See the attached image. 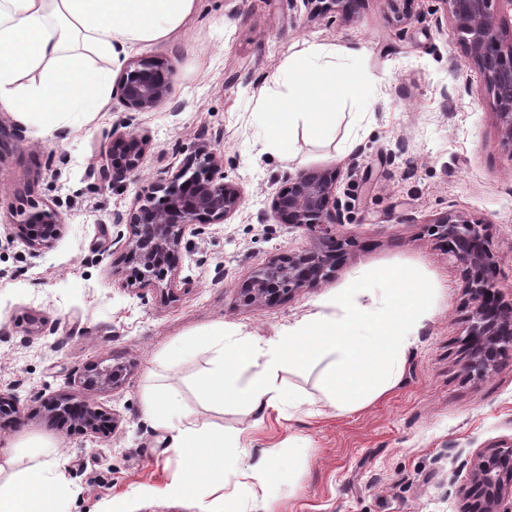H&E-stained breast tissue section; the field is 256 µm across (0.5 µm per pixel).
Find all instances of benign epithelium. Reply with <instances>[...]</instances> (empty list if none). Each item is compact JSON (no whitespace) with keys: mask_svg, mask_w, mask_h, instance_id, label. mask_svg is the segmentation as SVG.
I'll return each instance as SVG.
<instances>
[{"mask_svg":"<svg viewBox=\"0 0 512 512\" xmlns=\"http://www.w3.org/2000/svg\"><path fill=\"white\" fill-rule=\"evenodd\" d=\"M328 10L347 19L361 0H320ZM443 17L456 30L458 41L479 70L492 111L501 126L504 145L512 151V42L501 38L512 28L507 13L512 0H436ZM173 69L157 57L127 63L116 83V94L131 112H151L169 98ZM149 141L128 133L113 139L98 152L101 177L117 184L141 168ZM340 172L311 169L290 178L274 195L271 211L282 224L317 235L320 245L271 257L237 289L239 305L259 306L303 288L331 279L347 242L336 227L344 223L336 200ZM244 202L240 184L224 177L218 153L207 144L196 145L186 162L173 174L141 187L127 215L116 223L128 224L125 259L130 274L126 286L147 288L176 275L174 259L187 230L195 224H222ZM28 246L42 250L62 233L58 213L50 208L32 212L24 222ZM431 235L446 243L448 256L461 266L465 292L473 302L468 327L467 372L485 376L496 371L512 353V302L499 297V261L490 246V225L448 212L429 223ZM128 371L121 365L96 363L78 377L87 391L121 386ZM47 417L67 431L101 432L112 428L113 416L99 405L59 393L43 401ZM0 417L21 418L16 399L0 392ZM512 498V445L486 448L475 455L464 488L463 512H506L502 504Z\"/></svg>","mask_w":512,"mask_h":512,"instance_id":"obj_1","label":"benign epithelium"}]
</instances>
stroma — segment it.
Segmentation results:
<instances>
[{"label":"stroma","instance_id":"obj_1","mask_svg":"<svg viewBox=\"0 0 512 512\" xmlns=\"http://www.w3.org/2000/svg\"><path fill=\"white\" fill-rule=\"evenodd\" d=\"M435 0H363L344 20L302 0H196L185 29L145 48L174 71L168 101L132 112L111 96L102 112L52 116L57 132L0 110L15 139L0 147V391L16 394L17 423L0 424V456L11 478L59 461L68 512H199L195 498L164 488L184 460L172 433L146 412L147 398L176 389L187 421L237 432L245 465L263 451L269 470L226 485L237 512H461L462 488L482 449L512 444V366L482 378L464 368L472 305L461 267L427 224L455 212L490 224L499 288L512 301V151L450 24H437ZM357 48L336 67L367 86L361 100L337 108L336 135L296 128L270 146L264 98L268 77L304 44ZM148 134L137 176L101 179L96 156L112 135ZM206 143L245 202L221 224L186 233L182 269L170 292L124 288L117 235L141 185L175 172ZM337 169L345 216L337 229L346 253L328 282L271 305L244 307L238 285L269 258L319 240L278 224L271 200L286 180ZM56 209L62 235L31 251L21 223L32 205ZM413 271L431 290V312L416 330L398 384L370 404L336 411L320 369L281 373L300 408L250 411L205 404L195 383L213 365L198 348L174 359L173 347L216 328L225 337L265 344L354 280ZM124 365L116 389L88 392L78 374L98 363ZM115 415L108 436L66 432L47 422L41 399L60 392Z\"/></svg>","mask_w":512,"mask_h":512}]
</instances>
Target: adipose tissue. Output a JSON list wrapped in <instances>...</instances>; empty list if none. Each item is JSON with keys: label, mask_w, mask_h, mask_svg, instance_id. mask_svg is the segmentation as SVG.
I'll list each match as a JSON object with an SVG mask.
<instances>
[{"label": "adipose tissue", "mask_w": 512, "mask_h": 512, "mask_svg": "<svg viewBox=\"0 0 512 512\" xmlns=\"http://www.w3.org/2000/svg\"><path fill=\"white\" fill-rule=\"evenodd\" d=\"M196 0H0V107L24 122L57 112H98L111 95L112 67L122 65L133 47H148L183 30ZM335 45L306 44L272 74L285 85L268 111L271 139H288L304 123L314 136L331 135L336 107L346 98L362 99L367 89L337 72ZM39 72L28 84L24 78ZM382 291L373 305L360 298ZM340 315L317 312L296 322L265 345L225 339L217 333L202 342L216 365L197 387L212 404L255 410L277 406L280 372L323 365V386L336 409L360 406L398 381L415 325L433 307L430 289L414 274L361 279L332 300ZM149 413L167 423L171 448L184 457L182 478L168 495L193 497L199 512H213L207 497L238 476L246 454L236 435L178 422V395L163 392ZM59 464L0 482V512H66L59 488Z\"/></svg>", "instance_id": "obj_1"}]
</instances>
